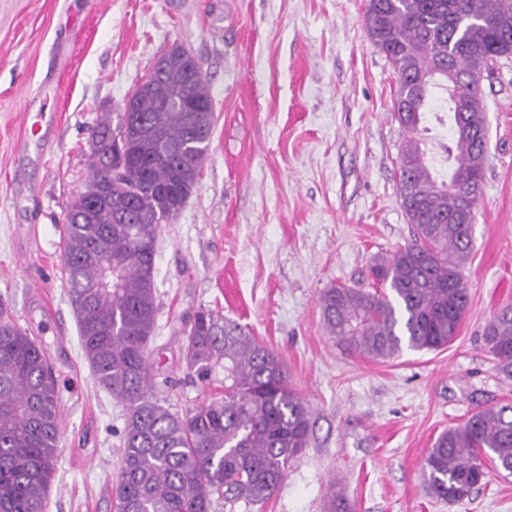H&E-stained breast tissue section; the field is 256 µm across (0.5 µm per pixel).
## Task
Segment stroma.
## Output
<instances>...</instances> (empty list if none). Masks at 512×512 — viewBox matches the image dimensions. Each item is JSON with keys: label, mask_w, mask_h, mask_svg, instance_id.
Here are the masks:
<instances>
[{"label": "stroma", "mask_w": 512, "mask_h": 512, "mask_svg": "<svg viewBox=\"0 0 512 512\" xmlns=\"http://www.w3.org/2000/svg\"><path fill=\"white\" fill-rule=\"evenodd\" d=\"M368 0H0V306L49 358L63 437L46 512H114L122 407L83 358L64 265V215L91 178L88 141L168 46L200 63L215 123L196 189L161 225L160 314L149 353L161 396L185 412L205 385L182 360L199 310L280 354L312 410L308 448L265 505L324 512L330 486L355 512H512L495 468L469 499L426 490L441 432L512 403L483 332L512 306V57L483 77L488 151L457 338L382 362L344 352L319 296L365 288L372 258L411 244L398 191L404 132L396 75L365 29ZM54 128L31 135L37 112Z\"/></svg>", "instance_id": "1"}]
</instances>
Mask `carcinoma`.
I'll use <instances>...</instances> for the list:
<instances>
[{
  "instance_id": "1",
  "label": "carcinoma",
  "mask_w": 512,
  "mask_h": 512,
  "mask_svg": "<svg viewBox=\"0 0 512 512\" xmlns=\"http://www.w3.org/2000/svg\"><path fill=\"white\" fill-rule=\"evenodd\" d=\"M365 26L397 77L393 110L405 132L399 193L415 241L373 259L372 289L327 288L320 306L343 351L385 361L404 345L447 346L468 311L463 269L487 161L480 80L512 55V0H368ZM197 65L188 52L173 53L163 81L206 109V125L135 88L137 120L104 112L93 128L92 176L65 215L68 296L82 351L99 386L126 410L114 512H211L215 495L264 504L309 445L311 410L283 358L211 311L186 332V367L207 385L223 372L224 390L182 414L156 395V239L197 186L214 121L206 79L189 80ZM434 89L444 93L455 163L442 181L422 136ZM484 340L511 369L512 307L487 324ZM60 431L46 354L0 311V512H45ZM486 457L512 466L511 404L479 409L437 437L425 458L428 492L450 503L469 498L488 482Z\"/></svg>"
}]
</instances>
